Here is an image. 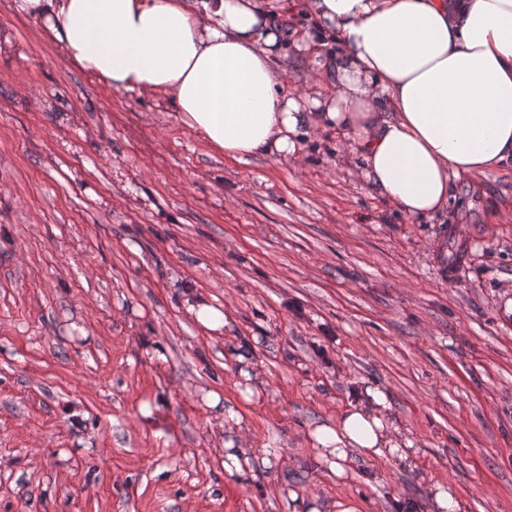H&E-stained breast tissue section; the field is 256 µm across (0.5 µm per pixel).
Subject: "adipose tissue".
<instances>
[{"label":"adipose tissue","instance_id":"1","mask_svg":"<svg viewBox=\"0 0 512 512\" xmlns=\"http://www.w3.org/2000/svg\"><path fill=\"white\" fill-rule=\"evenodd\" d=\"M79 69L121 92L159 94L180 123L238 161L297 158L300 136L335 133L338 164L413 220L448 211L457 181L512 160V0H15ZM313 18L296 31L287 16ZM336 51L324 55L326 34ZM291 45L320 94L286 81ZM317 424L330 474L415 442L386 394Z\"/></svg>","mask_w":512,"mask_h":512}]
</instances>
